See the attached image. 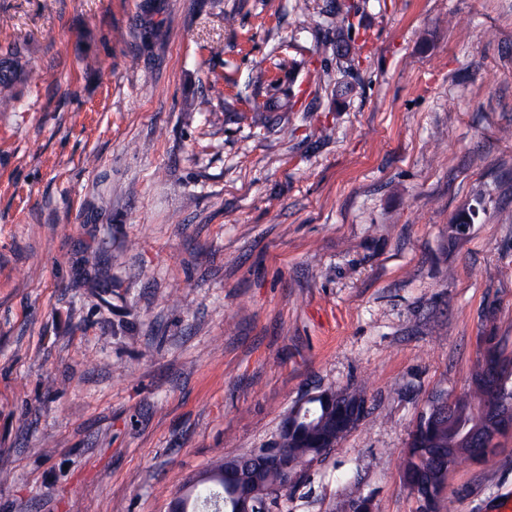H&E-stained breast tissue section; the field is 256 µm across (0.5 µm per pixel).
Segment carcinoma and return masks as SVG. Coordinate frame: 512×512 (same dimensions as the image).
Listing matches in <instances>:
<instances>
[{"mask_svg": "<svg viewBox=\"0 0 512 512\" xmlns=\"http://www.w3.org/2000/svg\"><path fill=\"white\" fill-rule=\"evenodd\" d=\"M14 79V72L9 67H0V107H7L13 102ZM474 201L475 205L451 222V238L460 239L468 235L470 224L474 222L483 203L482 195H476ZM484 345V354L471 376L469 388L453 396L450 419L414 430L410 434L401 483L416 493L417 501L432 503V512H438L446 487V477L436 472L433 449H445L451 468L463 460L471 459L469 445L459 431V426L485 435L493 434L501 424L493 413V406L501 398L512 399V385H508V380L512 378V361L499 351L496 337H485ZM322 412V405H313L309 407V417L300 418V431L311 448L317 447L318 437L313 430L307 428V424L321 418ZM240 459L251 464L258 488L259 512H269L270 505L278 499L274 495L280 489L277 477L264 470L248 454L240 456ZM187 512H232L224 493L223 480L215 477L200 484Z\"/></svg>", "mask_w": 512, "mask_h": 512, "instance_id": "cac0c4a2", "label": "carcinoma"}]
</instances>
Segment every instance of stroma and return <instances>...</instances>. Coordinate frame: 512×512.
Returning <instances> with one entry per match:
<instances>
[{
	"instance_id": "obj_1",
	"label": "stroma",
	"mask_w": 512,
	"mask_h": 512,
	"mask_svg": "<svg viewBox=\"0 0 512 512\" xmlns=\"http://www.w3.org/2000/svg\"><path fill=\"white\" fill-rule=\"evenodd\" d=\"M4 60L0 512H168L347 386L272 512H418L430 394L512 358V0H0ZM505 495L512 437L448 474L451 512ZM474 201L475 205L469 207L467 212H463L451 222L450 229L452 239H460L468 235L470 224H474L473 222L476 215H478L479 207L483 203L482 194L476 195ZM336 392H334V391ZM330 392L334 393V394H347V396H349V398L351 399V401L353 403H356L357 400H360L362 402H365L363 404H360V403H357L355 405V411H354V414L352 416H350V418L346 421H344L342 423V432L339 433V439L338 441L341 439V437H343L345 434H347L350 430H352L355 426H357L363 416H364V413L367 411V400L365 398V396L362 394V392L356 390V389H349V388H337V389H332L330 388Z\"/></svg>"
}]
</instances>
